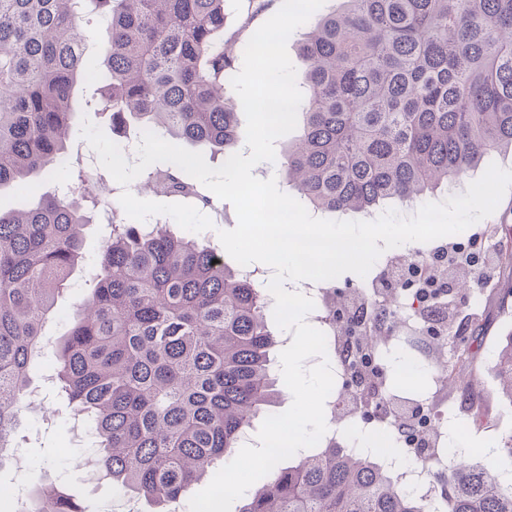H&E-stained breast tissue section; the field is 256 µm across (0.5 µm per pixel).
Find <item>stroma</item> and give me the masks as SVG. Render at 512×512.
Segmentation results:
<instances>
[{
	"label": "stroma",
	"mask_w": 512,
	"mask_h": 512,
	"mask_svg": "<svg viewBox=\"0 0 512 512\" xmlns=\"http://www.w3.org/2000/svg\"><path fill=\"white\" fill-rule=\"evenodd\" d=\"M465 320L474 322L481 338L479 369L469 389L450 387L443 394L448 409V446L459 456L495 449L491 462L508 481L512 479V456L503 451L502 439L512 433V401L499 391L496 361L505 336L512 334V275L497 276L484 288L480 304L459 307L452 323L458 326ZM431 344V337L421 334L401 337L397 343L396 356L402 361L403 376L412 393L436 391ZM473 402L488 409L492 417L488 428L466 429V410ZM71 417V410L54 395L48 396L43 407L26 409L20 446L29 480L63 487L80 502L90 504L92 512H127L132 505L138 512H149L144 501H130L110 486L96 492L87 484L81 464L92 452L93 442L73 433Z\"/></svg>",
	"instance_id": "obj_1"
}]
</instances>
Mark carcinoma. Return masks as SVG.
<instances>
[{"label":"carcinoma","instance_id":"carcinoma-1","mask_svg":"<svg viewBox=\"0 0 512 512\" xmlns=\"http://www.w3.org/2000/svg\"><path fill=\"white\" fill-rule=\"evenodd\" d=\"M106 24L102 59L86 57L83 23ZM224 0H0V190L68 163L77 85H101L112 127L202 147L227 160L239 144L231 97L238 52L224 43ZM305 68L300 135L281 173L304 207L357 214L422 201L476 166L512 153V0H339L299 43ZM153 195L212 205L172 163L145 171ZM80 186L66 196L0 211V470L11 459L43 327L72 288L82 259ZM496 270L512 249L494 247ZM464 263L452 286L473 288ZM437 374L466 383L479 336L443 338ZM280 344L268 287L208 244L162 224L112 214V234L65 337L55 380L92 424L98 463L118 490L177 502L215 475L254 421L279 398L270 358ZM512 399V335L499 353ZM439 486L433 500L394 482L367 448L336 435L277 464L236 512H512L489 463L448 457L444 471L416 461ZM19 512H89L53 485L34 483Z\"/></svg>","mask_w":512,"mask_h":512}]
</instances>
